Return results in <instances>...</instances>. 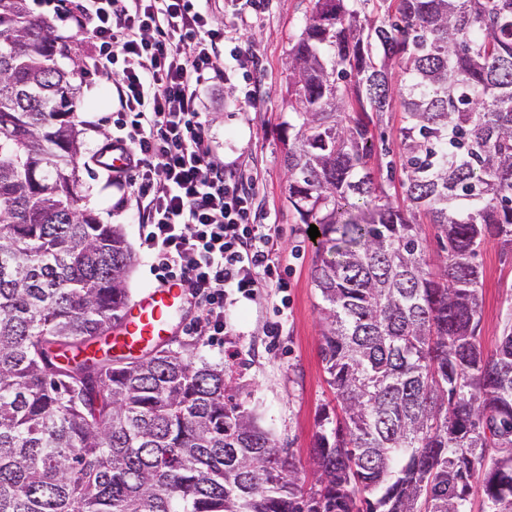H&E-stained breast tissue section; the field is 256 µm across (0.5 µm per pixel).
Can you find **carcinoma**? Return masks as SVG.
<instances>
[{"mask_svg":"<svg viewBox=\"0 0 512 512\" xmlns=\"http://www.w3.org/2000/svg\"><path fill=\"white\" fill-rule=\"evenodd\" d=\"M55 55L27 0H0V512H472L476 485L512 512V319L492 354L477 340L478 253L512 246V0H314L289 50L282 161L320 232L336 399L308 477L223 368L98 346L132 251L80 204Z\"/></svg>","mask_w":512,"mask_h":512,"instance_id":"obj_1","label":"carcinoma"}]
</instances>
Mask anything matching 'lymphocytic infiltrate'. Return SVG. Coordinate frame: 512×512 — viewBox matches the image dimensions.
<instances>
[{
  "mask_svg": "<svg viewBox=\"0 0 512 512\" xmlns=\"http://www.w3.org/2000/svg\"><path fill=\"white\" fill-rule=\"evenodd\" d=\"M270 0H57L60 28L81 33V68L110 79L119 110L101 153L123 152L108 174L112 209L135 210L139 247L156 282H181L198 316L189 335L223 347L226 308L265 289L287 290L260 223L250 175L214 156L203 95L257 63L234 49L240 17L260 20Z\"/></svg>",
  "mask_w": 512,
  "mask_h": 512,
  "instance_id": "1",
  "label": "lymphocytic infiltrate"
}]
</instances>
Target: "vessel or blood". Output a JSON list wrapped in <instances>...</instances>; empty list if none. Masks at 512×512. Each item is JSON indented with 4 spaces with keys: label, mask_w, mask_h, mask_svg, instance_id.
Returning a JSON list of instances; mask_svg holds the SVG:
<instances>
[{
    "label": "vessel or blood",
    "mask_w": 512,
    "mask_h": 512,
    "mask_svg": "<svg viewBox=\"0 0 512 512\" xmlns=\"http://www.w3.org/2000/svg\"><path fill=\"white\" fill-rule=\"evenodd\" d=\"M188 302L186 290L176 282L143 289L127 303L120 322L109 329L107 345L127 352L169 345L183 330L179 317Z\"/></svg>",
    "instance_id": "obj_1"
}]
</instances>
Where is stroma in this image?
Wrapping results in <instances>:
<instances>
[{"mask_svg":"<svg viewBox=\"0 0 512 512\" xmlns=\"http://www.w3.org/2000/svg\"><path fill=\"white\" fill-rule=\"evenodd\" d=\"M313 8L312 0H272L259 25L243 23L241 48L255 50L259 63L247 80L217 84L207 91L206 120L219 157L237 162L256 180L263 215L279 226L275 239L290 288L288 319L281 335L267 327L278 312L265 297L238 299L227 315L234 328L223 349L182 335L173 345L213 363L231 374L241 403L253 409L278 445L289 448L299 469L308 470L315 444L318 416L334 398L320 357L322 304L311 278L316 243L308 225L299 222L288 204L287 173L282 163V125L288 119L285 77L288 50ZM78 104L75 121L80 130L77 157L81 203L93 209L102 223L121 228L129 246H136L138 227L133 214L112 210V189L94 157L101 140L100 118L112 112V84L102 77H75ZM251 88L256 104L241 102L243 88ZM482 267V312L478 340L491 352L503 322L512 315V252L496 240L487 241L478 256Z\"/></svg>","mask_w":512,"mask_h":512,"instance_id":"35a3bbf8","label":"stroma"}]
</instances>
